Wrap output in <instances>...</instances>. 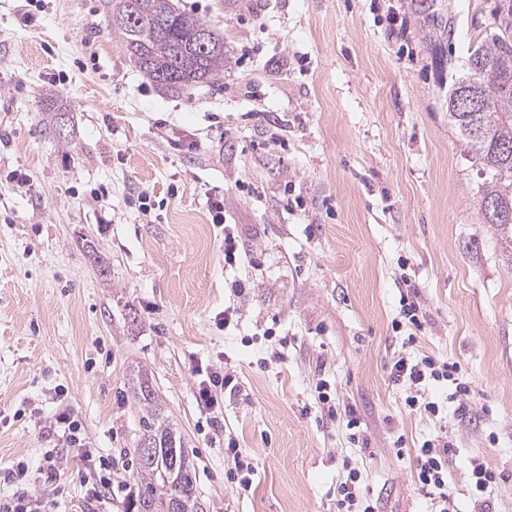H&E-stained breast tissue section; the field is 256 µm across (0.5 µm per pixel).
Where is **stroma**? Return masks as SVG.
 I'll use <instances>...</instances> for the list:
<instances>
[{
	"label": "stroma",
	"instance_id": "obj_1",
	"mask_svg": "<svg viewBox=\"0 0 512 512\" xmlns=\"http://www.w3.org/2000/svg\"><path fill=\"white\" fill-rule=\"evenodd\" d=\"M174 2L223 37L224 71L169 92L129 61L106 0H0V500L23 483L50 512H120L123 493L84 497L95 456L135 482L126 394L142 369L203 512H337L347 459L380 512H430L393 446L438 435L457 451L461 512H480L463 492L475 456L506 474L489 498L512 512V263L448 123V86L501 0ZM47 94L68 142L44 132ZM217 197L244 244L233 268ZM410 289L425 323L408 347L393 323ZM404 349L459 364L466 417L405 406L389 378ZM201 366L237 383L218 407L196 400ZM321 379L367 449L323 411ZM62 412L81 445L53 433ZM228 436L249 491L225 478ZM50 449L59 496L38 474Z\"/></svg>",
	"mask_w": 512,
	"mask_h": 512
}]
</instances>
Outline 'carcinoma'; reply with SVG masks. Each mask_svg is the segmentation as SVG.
<instances>
[{
	"label": "carcinoma",
	"mask_w": 512,
	"mask_h": 512,
	"mask_svg": "<svg viewBox=\"0 0 512 512\" xmlns=\"http://www.w3.org/2000/svg\"><path fill=\"white\" fill-rule=\"evenodd\" d=\"M112 27L121 35L128 58L154 84L171 91L208 83L224 70V40L210 33L206 46H190L191 33L204 22L174 7L172 0H108ZM471 56L482 65L468 68L448 87V123L475 160L478 207L491 201L501 217L486 219L497 240L512 249V23L487 32ZM486 105L482 112H461L459 93ZM128 394L140 411L139 439L154 443L156 454L136 457L137 491H129L123 512H202L181 432L162 416L158 396L145 374ZM178 449L172 454L171 449Z\"/></svg>",
	"instance_id": "cac0c4a2"
}]
</instances>
